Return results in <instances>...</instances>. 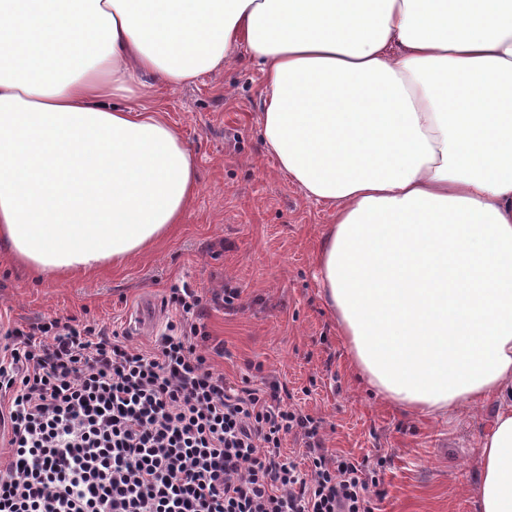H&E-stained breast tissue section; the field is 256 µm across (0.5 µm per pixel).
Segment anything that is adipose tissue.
Here are the masks:
<instances>
[{"label": "adipose tissue", "instance_id": "adipose-tissue-1", "mask_svg": "<svg viewBox=\"0 0 512 512\" xmlns=\"http://www.w3.org/2000/svg\"><path fill=\"white\" fill-rule=\"evenodd\" d=\"M245 48L263 144L333 210L315 258L358 376L423 415L489 399L480 512H512V0H0V242L121 267L200 185L132 105Z\"/></svg>", "mask_w": 512, "mask_h": 512}]
</instances>
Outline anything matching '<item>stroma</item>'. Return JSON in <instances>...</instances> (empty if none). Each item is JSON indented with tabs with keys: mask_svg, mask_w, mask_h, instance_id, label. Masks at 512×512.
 <instances>
[{
	"mask_svg": "<svg viewBox=\"0 0 512 512\" xmlns=\"http://www.w3.org/2000/svg\"><path fill=\"white\" fill-rule=\"evenodd\" d=\"M263 76L244 48L224 68L176 87L156 85L141 104L181 130L197 164L200 192L180 224L121 268L66 277L12 263L0 247V324L44 316L73 319L149 348L154 331L130 332L129 310L158 305L172 286L206 299L212 363L232 382L264 378L286 387L322 422L329 453L368 466L385 459L372 497L377 512H479L480 442L497 410L464 405L448 417L416 415L373 393L320 296L314 256L332 212L288 181L260 137ZM235 288L225 307L218 296Z\"/></svg>",
	"mask_w": 512,
	"mask_h": 512,
	"instance_id": "35a3bbf8",
	"label": "stroma"
}]
</instances>
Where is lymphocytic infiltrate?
Listing matches in <instances>:
<instances>
[{
    "mask_svg": "<svg viewBox=\"0 0 512 512\" xmlns=\"http://www.w3.org/2000/svg\"><path fill=\"white\" fill-rule=\"evenodd\" d=\"M167 303L149 350L57 317L7 328L0 512H375L378 470L329 455L278 383L215 370L198 291ZM291 434L301 459L281 451Z\"/></svg>",
    "mask_w": 512,
    "mask_h": 512,
    "instance_id": "lymphocytic-infiltrate-1",
    "label": "lymphocytic infiltrate"
}]
</instances>
